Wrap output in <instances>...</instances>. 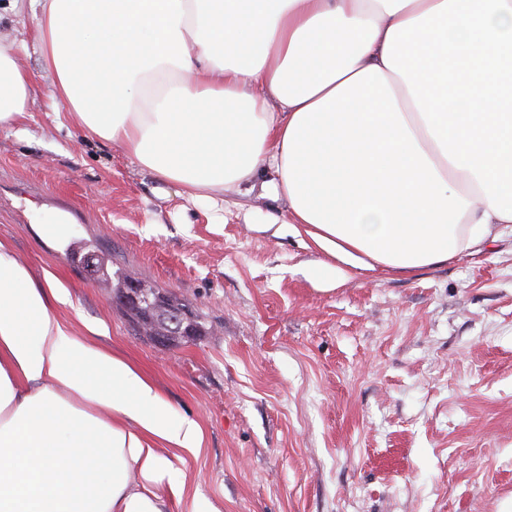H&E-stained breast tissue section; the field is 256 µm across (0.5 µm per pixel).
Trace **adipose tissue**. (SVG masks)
<instances>
[{
	"label": "adipose tissue",
	"mask_w": 512,
	"mask_h": 512,
	"mask_svg": "<svg viewBox=\"0 0 512 512\" xmlns=\"http://www.w3.org/2000/svg\"><path fill=\"white\" fill-rule=\"evenodd\" d=\"M66 121L187 199L260 185L273 235L411 274L512 236V0H11ZM0 41V126L37 93ZM265 182H258V175ZM0 242V512H219L198 418L75 330Z\"/></svg>",
	"instance_id": "obj_1"
}]
</instances>
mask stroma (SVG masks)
<instances>
[{"instance_id":"stroma-1","label":"stroma","mask_w":512,"mask_h":512,"mask_svg":"<svg viewBox=\"0 0 512 512\" xmlns=\"http://www.w3.org/2000/svg\"><path fill=\"white\" fill-rule=\"evenodd\" d=\"M40 85L0 128V241L32 274L67 282L76 329L194 414L189 461L223 512H512V236L411 276L343 269L262 229L284 199L189 202L116 146L59 129ZM64 219L44 236L48 218ZM97 244L132 277L176 293L212 329L166 348L66 256Z\"/></svg>"}]
</instances>
